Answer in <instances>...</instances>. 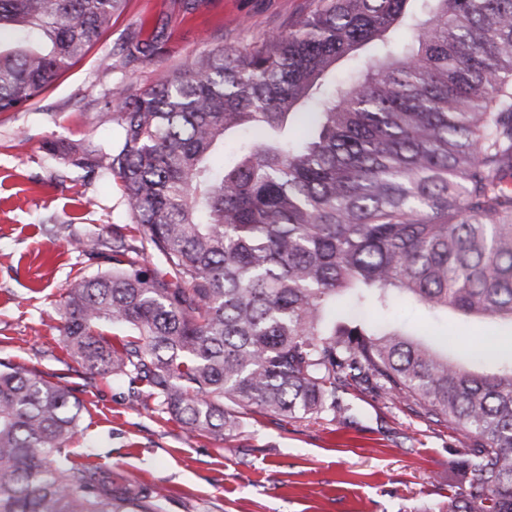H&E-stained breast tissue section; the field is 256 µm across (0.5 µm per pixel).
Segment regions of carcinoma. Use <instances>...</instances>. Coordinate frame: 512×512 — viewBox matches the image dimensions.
<instances>
[{"instance_id":"obj_1","label":"carcinoma","mask_w":512,"mask_h":512,"mask_svg":"<svg viewBox=\"0 0 512 512\" xmlns=\"http://www.w3.org/2000/svg\"><path fill=\"white\" fill-rule=\"evenodd\" d=\"M127 0H0V113L84 59ZM372 46V71L336 64ZM145 52L132 32L127 60ZM115 137L72 164L120 185L131 223L69 283L58 331L92 374L222 437L244 415L343 417L372 389L476 442L450 512H512V360L475 373L392 296L512 324V0H316L288 32L220 44L102 97ZM239 133L231 163L211 155ZM125 330L119 346L108 335ZM80 401L0 363V512H163L69 465ZM372 319L381 323H388L393 321H406L408 324L420 328L427 327V334L442 335V336H430L434 338L437 343L441 346L445 345L444 340L446 338V323L436 324L433 322L428 314L420 307H402L399 300L392 302V307L389 310L379 311L374 310L372 312ZM432 323V326H428Z\"/></svg>"}]
</instances>
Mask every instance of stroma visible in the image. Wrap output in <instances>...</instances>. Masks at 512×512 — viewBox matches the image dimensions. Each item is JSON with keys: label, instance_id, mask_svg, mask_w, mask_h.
Listing matches in <instances>:
<instances>
[{"label": "stroma", "instance_id": "stroma-1", "mask_svg": "<svg viewBox=\"0 0 512 512\" xmlns=\"http://www.w3.org/2000/svg\"><path fill=\"white\" fill-rule=\"evenodd\" d=\"M314 0H128L112 30L40 99L0 113V361L19 364L70 390L83 408L67 444L71 463L156 492L165 512H448L472 458L463 433L415 415L370 391L340 397L345 417L278 419L252 414L219 439L167 414L144 410L145 387L88 373L57 331L59 302L75 276L101 267L81 245L108 239L130 217L117 185L69 165V149L111 139L106 89L142 92L163 66L209 49L286 30ZM161 34L157 55L122 64L127 34ZM374 321L407 322L447 335L452 357L470 358L487 340L512 358V325L473 327L449 314L431 324L422 308L393 302Z\"/></svg>", "mask_w": 512, "mask_h": 512}]
</instances>
